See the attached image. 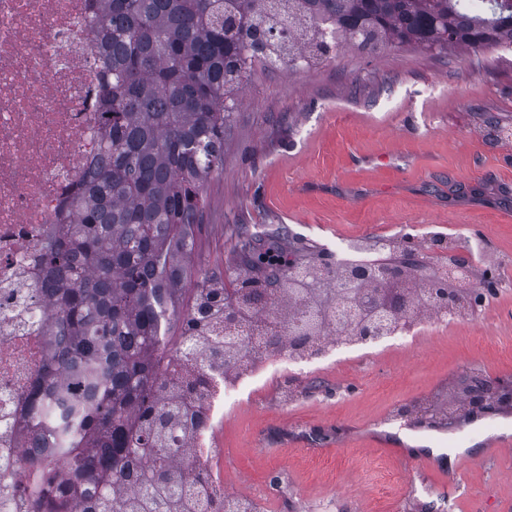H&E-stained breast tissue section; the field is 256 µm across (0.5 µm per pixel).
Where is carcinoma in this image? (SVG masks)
<instances>
[{"instance_id":"carcinoma-1","label":"carcinoma","mask_w":512,"mask_h":512,"mask_svg":"<svg viewBox=\"0 0 512 512\" xmlns=\"http://www.w3.org/2000/svg\"><path fill=\"white\" fill-rule=\"evenodd\" d=\"M94 49L109 56L100 86L105 161L62 209L40 249L41 263L63 268L47 305L48 324L67 329L70 362L53 361L32 392L34 415H58L62 444L27 463L28 512H226L200 500L198 473L183 471L182 449L199 425L205 369H231L247 345L230 327L261 315L262 294L276 298L284 329L312 336L336 302L353 309L348 333L377 337L403 315L374 261L355 258L365 288H333L314 244L280 225L264 235L236 225L233 259L222 270L186 263L204 223L209 183L224 172V143L239 95L258 64L309 68L347 47L375 54L395 45L512 51V0H490L488 17L459 0H97ZM395 255L380 264L431 265L406 236L371 249ZM471 286L447 281L452 303L495 294L494 270L467 267ZM278 274L280 286L264 277ZM442 277L405 274L402 288L434 297ZM194 288H189V285ZM512 400L486 380L466 377L457 414L432 410L431 422L456 427L474 409Z\"/></svg>"}]
</instances>
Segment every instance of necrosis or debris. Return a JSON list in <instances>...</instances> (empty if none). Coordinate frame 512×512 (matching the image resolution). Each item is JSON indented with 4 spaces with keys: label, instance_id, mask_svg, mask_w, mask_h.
Returning a JSON list of instances; mask_svg holds the SVG:
<instances>
[{
    "label": "necrosis or debris",
    "instance_id": "obj_1",
    "mask_svg": "<svg viewBox=\"0 0 512 512\" xmlns=\"http://www.w3.org/2000/svg\"><path fill=\"white\" fill-rule=\"evenodd\" d=\"M95 0H0V499L11 512H25L17 490L30 473L23 457L44 455L38 436L27 428L29 395L51 353L66 350L64 337L49 339L44 314L55 274L35 256L55 224L65 200L83 187L100 165L98 131L104 115L98 107L103 75L94 50ZM419 239L433 264L459 275L457 256L469 254L488 263L481 247L465 249L456 234L423 226ZM409 322L393 333L362 341L349 336L341 321L333 332L312 338L318 355L289 343L273 347L263 324L248 323L241 336L251 349L232 375L215 374L202 400V422L190 443V463L207 474L210 497L256 512L253 494L232 490L224 477V450L218 432L225 408L235 406L250 388L274 379L282 399H291L292 381L319 373L341 358H364L393 346L417 344L432 323L471 320L470 311H439L419 295Z\"/></svg>",
    "mask_w": 512,
    "mask_h": 512
}]
</instances>
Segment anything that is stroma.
<instances>
[{"instance_id": "35a3bbf8", "label": "stroma", "mask_w": 512, "mask_h": 512, "mask_svg": "<svg viewBox=\"0 0 512 512\" xmlns=\"http://www.w3.org/2000/svg\"><path fill=\"white\" fill-rule=\"evenodd\" d=\"M489 115L512 128L508 51L348 49L311 70L257 69L193 259L223 268L232 224H284L324 249L438 224L479 239L512 274V145L488 137ZM476 369L512 379V287L413 349L327 366L333 395L289 405L271 386L225 410L224 470L280 496L281 512H405L383 489L407 472L447 490L448 512H512V406L451 430L388 422L394 406Z\"/></svg>"}]
</instances>
